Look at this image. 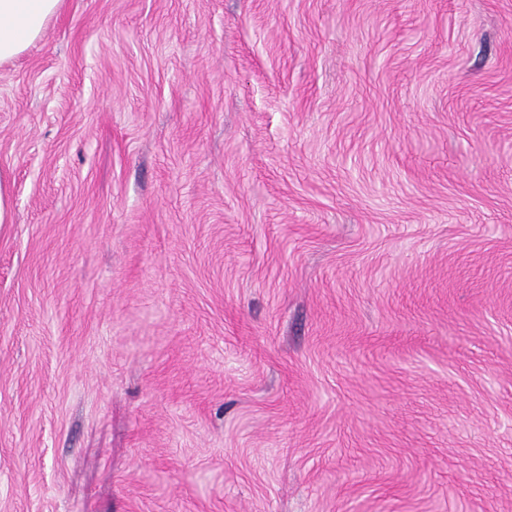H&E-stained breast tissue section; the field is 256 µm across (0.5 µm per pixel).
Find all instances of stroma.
Returning a JSON list of instances; mask_svg holds the SVG:
<instances>
[{"label": "stroma", "mask_w": 512, "mask_h": 512, "mask_svg": "<svg viewBox=\"0 0 512 512\" xmlns=\"http://www.w3.org/2000/svg\"><path fill=\"white\" fill-rule=\"evenodd\" d=\"M0 181V512H512V0H66Z\"/></svg>", "instance_id": "35a3bbf8"}]
</instances>
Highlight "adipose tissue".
Masks as SVG:
<instances>
[{
  "label": "adipose tissue",
  "instance_id": "1",
  "mask_svg": "<svg viewBox=\"0 0 512 512\" xmlns=\"http://www.w3.org/2000/svg\"><path fill=\"white\" fill-rule=\"evenodd\" d=\"M62 5L63 0H0V65L39 40Z\"/></svg>",
  "mask_w": 512,
  "mask_h": 512
}]
</instances>
